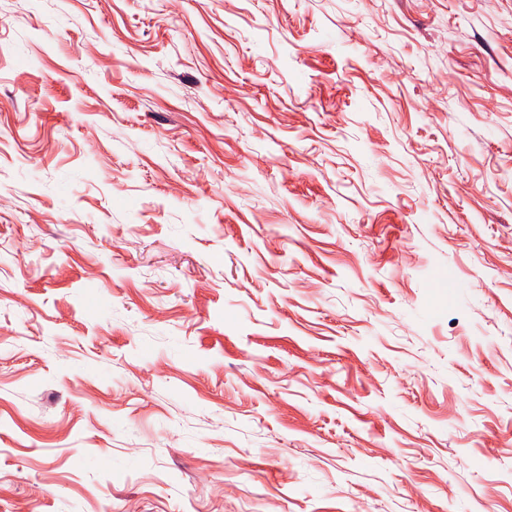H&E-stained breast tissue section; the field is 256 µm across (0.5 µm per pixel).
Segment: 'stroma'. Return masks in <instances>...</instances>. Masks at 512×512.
I'll return each instance as SVG.
<instances>
[{
    "label": "stroma",
    "mask_w": 512,
    "mask_h": 512,
    "mask_svg": "<svg viewBox=\"0 0 512 512\" xmlns=\"http://www.w3.org/2000/svg\"><path fill=\"white\" fill-rule=\"evenodd\" d=\"M0 512H512V0H0Z\"/></svg>",
    "instance_id": "obj_1"
}]
</instances>
